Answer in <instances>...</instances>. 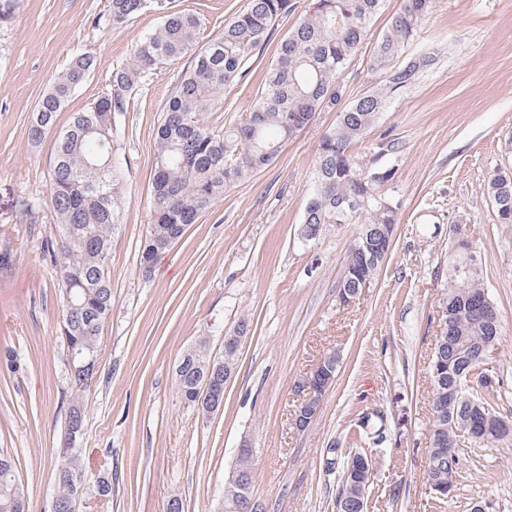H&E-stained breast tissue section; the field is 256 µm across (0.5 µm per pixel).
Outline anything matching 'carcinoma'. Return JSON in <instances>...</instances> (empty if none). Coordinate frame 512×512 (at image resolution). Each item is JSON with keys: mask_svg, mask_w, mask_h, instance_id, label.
Masks as SVG:
<instances>
[{"mask_svg": "<svg viewBox=\"0 0 512 512\" xmlns=\"http://www.w3.org/2000/svg\"><path fill=\"white\" fill-rule=\"evenodd\" d=\"M384 0H314L280 41L268 69L265 86L250 111L234 123L213 129L205 124L224 93V86L245 76V65L271 40L277 26L293 10L292 0H248L235 17L224 21L222 36L200 43L203 26L196 12L177 10L172 0H110L108 22L118 28L149 10L162 14V23L140 41L129 61L112 73L113 92L73 113L69 126L56 138L51 169L50 202L58 220V237L48 243L60 263L63 319L61 335L81 351V360L68 370L65 435L56 470L54 498L77 512L83 495L81 449L86 395L93 381L101 328L112 313L109 259L112 235L122 218L125 116L132 94L149 72L190 55V64L171 94L155 133L152 203L141 252L143 263L155 261L196 223L224 191L251 179L269 165L282 146L314 116L337 105V80L360 52L369 25ZM434 0H402L401 7L367 59L379 76L372 90L339 113L336 126L318 147L315 188L301 222L305 239L327 224H357L359 230L345 263L340 293L348 296L374 280L386 261L399 204L383 181L365 173L364 158L354 153L366 131L388 104L410 90L436 61L427 48L404 62L400 58L417 36ZM91 53L74 57L54 86L38 101L29 139L40 142L55 129L57 114L71 93L94 71ZM395 150L389 141L373 158L376 172L394 171L381 164ZM487 194L504 224L512 223V172L498 171L488 181ZM462 254L452 258L444 289L442 322L447 327L442 356L443 381L433 387L428 480L445 502L456 489L455 477L461 432L485 445L503 441L488 417L502 419L489 401L493 387L482 385L484 356L502 336L498 310L484 283L482 266L466 272ZM239 350L221 359L211 356L201 341L178 361L177 390L188 404L206 414L210 400L199 394L214 363L235 370ZM371 484V453L360 448L348 454L336 485L334 505L343 512H365ZM240 484L224 482V512H265L263 504L248 507ZM0 512H28L25 491L16 477L14 460L0 454Z\"/></svg>", "mask_w": 512, "mask_h": 512, "instance_id": "carcinoma-1", "label": "carcinoma"}]
</instances>
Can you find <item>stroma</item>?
<instances>
[{"label": "stroma", "instance_id": "stroma-1", "mask_svg": "<svg viewBox=\"0 0 512 512\" xmlns=\"http://www.w3.org/2000/svg\"><path fill=\"white\" fill-rule=\"evenodd\" d=\"M246 0H174L199 13L213 40ZM294 15L240 81L206 114L221 128L249 111ZM110 0H13L0 25V451L11 455L29 512H51L64 439L67 353L60 334V267L46 253L56 234L49 201L53 136L28 139L32 112L67 68L88 52L97 65L60 110L65 127L112 89V72L161 23L155 12L120 28L97 25ZM401 0H386L364 46L372 51ZM434 48L437 65L392 101L355 150L396 149L391 193L400 204L391 251L370 288L342 303L339 288L358 227L332 224L316 239L300 226L314 187L316 150L337 121L314 120L275 160L189 225L150 277L140 272L154 174V139L186 59L153 71L126 115L122 224L112 238V314L99 339L87 419L79 441L88 492L79 512H221L224 481L241 438L254 446L252 494L267 512H336L337 471L327 450L364 447L363 416L381 413L384 437L373 455L368 512H471L489 501L512 512V440L458 443L460 478L438 503L426 475L431 420L430 360L448 280V247L460 224L482 257L484 280L503 334L484 366L500 385L497 411L512 420V224L500 223L486 193L512 168V0H435L408 53ZM364 56L338 80L340 107L377 81ZM38 202L35 211L23 203ZM251 329L224 390V405L203 414L180 397L174 367L199 339L221 354L240 319ZM339 362L306 430L292 418L300 382L327 354ZM112 492L96 495L99 478Z\"/></svg>", "mask_w": 512, "mask_h": 512}]
</instances>
